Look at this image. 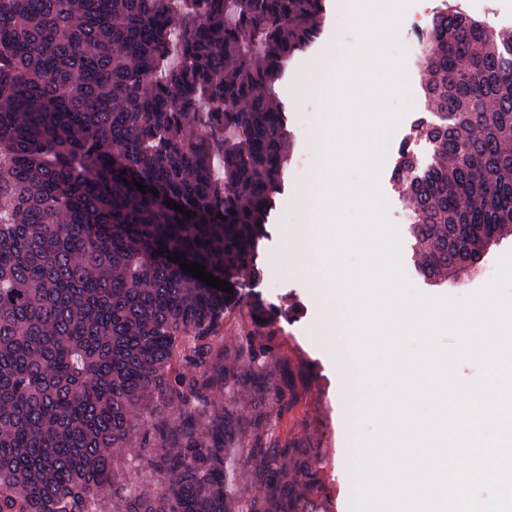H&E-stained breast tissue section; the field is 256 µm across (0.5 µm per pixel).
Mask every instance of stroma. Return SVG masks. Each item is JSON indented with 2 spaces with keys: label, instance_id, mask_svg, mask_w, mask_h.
<instances>
[{
  "label": "stroma",
  "instance_id": "1",
  "mask_svg": "<svg viewBox=\"0 0 512 512\" xmlns=\"http://www.w3.org/2000/svg\"><path fill=\"white\" fill-rule=\"evenodd\" d=\"M319 33L309 45L295 53L275 88L274 94L284 106L291 133L292 160L276 199L267 229L266 240L257 260L259 278L243 276L238 289L243 293H259L275 304L287 306L289 317L281 321L278 340L288 359L294 380L304 395L306 425L300 435L311 445L324 449V474L327 480L328 512H355L358 489V442L372 432V425L359 420L357 411L362 389L346 394V381L336 364L322 331L325 300L321 290L307 287L295 274L288 259L283 233L287 226L302 224L306 214L295 207L291 198L297 185L305 180L315 165L311 146L314 128L325 110V102L312 93L300 98L295 94L310 58L321 55L327 43L354 45L358 36L349 25L341 0H325ZM431 12L441 10L472 13L484 21L497 39L512 37V0H482L475 8L471 0H425ZM407 93L396 124L381 141L376 156L378 195L388 203L387 220L398 234L399 264L407 270L406 280L417 294L430 298L449 296L466 298L489 284L497 275L501 259L512 253V236L493 248L483 264L455 282L430 284L418 271L410 249V224L413 204L403 187L391 178L401 142L411 144L418 168L431 161V147L423 139H410L413 124L419 117L430 116L433 106L426 98L424 86L429 78L421 52L404 49Z\"/></svg>",
  "mask_w": 512,
  "mask_h": 512
}]
</instances>
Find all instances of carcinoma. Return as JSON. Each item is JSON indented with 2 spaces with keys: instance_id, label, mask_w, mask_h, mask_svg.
<instances>
[{
  "instance_id": "1",
  "label": "carcinoma",
  "mask_w": 512,
  "mask_h": 512,
  "mask_svg": "<svg viewBox=\"0 0 512 512\" xmlns=\"http://www.w3.org/2000/svg\"><path fill=\"white\" fill-rule=\"evenodd\" d=\"M173 2L0 0V512H323L278 310L252 300L224 346L231 294L172 255L231 284L254 267L290 149L261 89L324 0ZM423 48L433 158L417 175L403 149L393 178L438 281L512 233V41L446 12ZM138 438L150 481L119 483L112 453ZM252 327V315L247 298L236 305L232 313L224 320V330L221 336L224 339V346L235 344L239 336L246 333Z\"/></svg>"
}]
</instances>
